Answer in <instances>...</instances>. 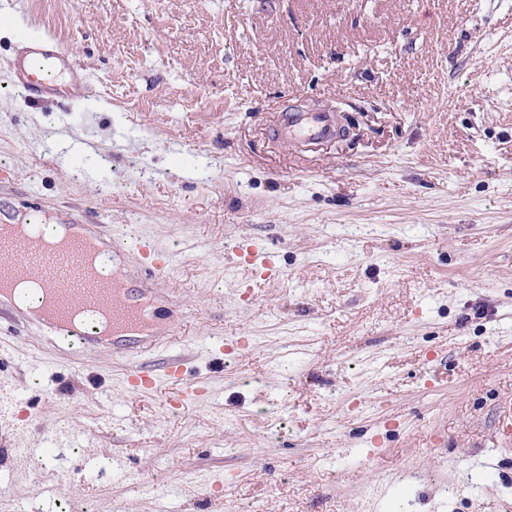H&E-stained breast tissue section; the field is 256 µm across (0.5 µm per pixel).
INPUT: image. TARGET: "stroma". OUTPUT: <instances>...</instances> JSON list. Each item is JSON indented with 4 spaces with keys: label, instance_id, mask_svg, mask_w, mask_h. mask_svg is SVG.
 <instances>
[{
    "label": "stroma",
    "instance_id": "35a3bbf8",
    "mask_svg": "<svg viewBox=\"0 0 512 512\" xmlns=\"http://www.w3.org/2000/svg\"><path fill=\"white\" fill-rule=\"evenodd\" d=\"M0 219L78 216L173 254L145 359L0 319L33 470L0 512H512V0H0ZM84 76L10 82L21 36ZM345 129L298 153L279 106ZM278 279H254L240 237ZM67 73L68 79H59ZM81 76L70 65L68 54L57 43L30 42L13 70L12 84L21 88L27 99L41 104L56 102L69 106L75 100ZM184 364L180 361L168 363L167 370L164 372V380L173 383L176 388L174 392V401L181 402L182 398L187 400L198 396L200 387L197 382L183 377ZM160 384V378L141 366H135L126 377V385L131 390L151 391Z\"/></svg>",
    "mask_w": 512,
    "mask_h": 512
}]
</instances>
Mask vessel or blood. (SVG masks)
I'll list each match as a JSON object with an SVG mask.
<instances>
[{
    "label": "vessel or blood",
    "instance_id": "1",
    "mask_svg": "<svg viewBox=\"0 0 512 512\" xmlns=\"http://www.w3.org/2000/svg\"><path fill=\"white\" fill-rule=\"evenodd\" d=\"M81 82L77 70L72 69L68 55L59 45L47 41L29 43L13 70L12 83L21 88L27 99L41 104L56 102L71 105ZM342 126L336 113L327 111L300 112L288 110L279 113L272 134L277 141L290 148H310L340 137ZM71 243L65 255L59 256L42 250L36 240L19 234L0 247V303L21 309L23 316L39 324L49 333L76 338L87 348L111 347L114 353L140 355L157 348L158 331L143 303L146 290L152 289L161 272L170 264L167 254L152 249L149 243H128L112 238L99 224H82L72 220L62 224ZM91 241L116 254L139 253L140 266L133 271L122 270L112 279L101 280L91 275L85 265L82 245ZM245 265L252 271L273 279L278 275L270 255L255 245H245ZM33 277L44 288L39 309L21 308L18 300L10 296L6 286L15 279ZM94 298L98 309L109 316L110 327L104 331L79 325L72 326L70 311L82 306L86 298ZM184 365L173 361L164 376H157L136 366L126 377L129 389L150 391L166 380L174 384L175 400L197 396L195 381L184 378Z\"/></svg>",
    "mask_w": 512,
    "mask_h": 512
}]
</instances>
